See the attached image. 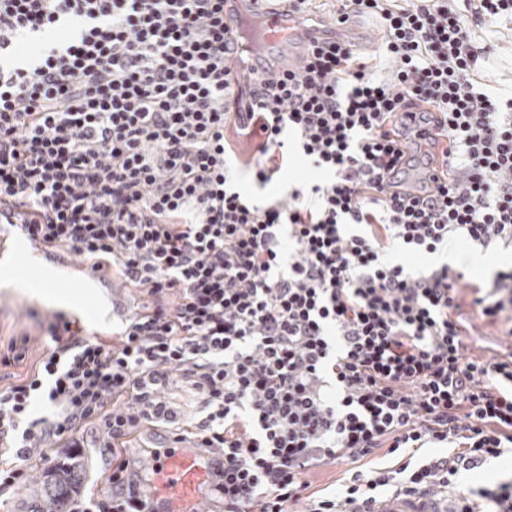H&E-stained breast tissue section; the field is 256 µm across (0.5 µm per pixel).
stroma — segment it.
I'll list each match as a JSON object with an SVG mask.
<instances>
[{
	"instance_id": "1",
	"label": "stroma",
	"mask_w": 512,
	"mask_h": 512,
	"mask_svg": "<svg viewBox=\"0 0 512 512\" xmlns=\"http://www.w3.org/2000/svg\"><path fill=\"white\" fill-rule=\"evenodd\" d=\"M473 41L487 48L488 54L480 64V72L488 79L495 95H512V24L486 21L470 27ZM384 31L379 20L368 14H356L350 19L346 37L355 50L364 57L375 55L383 42ZM237 181L259 205L268 206L284 199L296 189L310 188L314 179L303 163H296L278 179L260 184L252 171L241 168L236 172ZM450 249L459 254L452 262L453 270L464 273L460 284L458 313L468 328L464 354L468 357H491L499 350L502 341L497 329L485 324L471 304L473 286L492 283L496 272L502 271L500 262L506 250L502 247H482L458 239L450 242ZM37 276L19 271L0 272V352L6 351L10 342L23 343L25 358L11 365H0V388H6L24 378L38 361L50 342L44 330L50 315L55 312L71 314L80 293H64L51 288L40 294L32 289ZM173 428L160 424L141 429L130 442V470L138 478L146 479L157 456L173 446Z\"/></svg>"
}]
</instances>
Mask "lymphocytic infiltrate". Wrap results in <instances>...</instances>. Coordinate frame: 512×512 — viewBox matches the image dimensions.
Instances as JSON below:
<instances>
[{
    "label": "lymphocytic infiltrate",
    "instance_id": "lymphocytic-infiltrate-1",
    "mask_svg": "<svg viewBox=\"0 0 512 512\" xmlns=\"http://www.w3.org/2000/svg\"><path fill=\"white\" fill-rule=\"evenodd\" d=\"M228 2L0 0V209L47 251L144 298L108 340L53 314L51 349L0 389V457L13 458L0 488L53 449L81 454L93 422L112 493L69 512H147L127 445L144 425L180 422L165 396L179 382L199 417L175 440L218 451L211 492L224 512H357L423 490L452 512H512V477L456 493L460 471L512 445V351L464 359L462 273L387 259L397 242L512 244V96L476 78L485 51L465 21L471 0H343L341 19H379L386 82L330 40L310 46L300 73L234 81L242 33ZM47 31L52 42L16 63ZM407 103L422 109L405 117ZM414 126L444 142L423 198L395 179ZM292 133L329 178L256 205L231 172L272 181ZM472 304L512 338V270ZM38 398L53 418L31 417ZM428 444L460 451L359 466ZM339 460L354 465L343 491L312 492L308 471Z\"/></svg>",
    "mask_w": 512,
    "mask_h": 512
}]
</instances>
